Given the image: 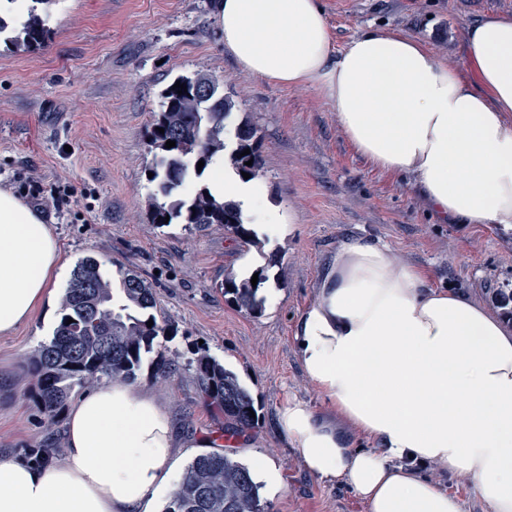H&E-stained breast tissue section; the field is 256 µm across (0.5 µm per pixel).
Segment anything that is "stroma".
<instances>
[{
	"label": "stroma",
	"mask_w": 512,
	"mask_h": 512,
	"mask_svg": "<svg viewBox=\"0 0 512 512\" xmlns=\"http://www.w3.org/2000/svg\"><path fill=\"white\" fill-rule=\"evenodd\" d=\"M335 48L383 29L422 41L449 67L466 72L463 35L491 14L512 15V0H322ZM41 47L15 51L0 40V188L21 182L67 187L68 205L51 196L26 204L51 224L66 266L49 306L0 336V453L28 459L37 448L66 445L67 411L47 418L32 397L29 361L51 340L61 298L77 262L89 255L111 272L131 269L156 291L157 315L172 323L162 337L177 370L155 377L142 367L136 386L152 390L177 420L180 467L202 439L224 442L244 464L268 457L283 486L263 494L269 512H368L347 485L310 474L278 433L287 399L319 416L328 405L296 357L295 325L316 297L319 275L339 243L377 240L397 258L424 267L435 287L488 303L512 288V230L450 224L433 214L409 178L374 168L340 129L331 103L315 89L275 84L245 73L224 47L216 0H60ZM216 77L261 138L259 178L293 231L256 248L221 226L198 231L152 224L154 185L146 125L177 75ZM264 268L275 302L252 314L220 288L243 276L242 260ZM232 370L255 402V428L229 433L188 365L196 343Z\"/></svg>",
	"instance_id": "obj_1"
}]
</instances>
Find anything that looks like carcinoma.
<instances>
[{
  "label": "carcinoma",
  "instance_id": "cac0c4a2",
  "mask_svg": "<svg viewBox=\"0 0 512 512\" xmlns=\"http://www.w3.org/2000/svg\"><path fill=\"white\" fill-rule=\"evenodd\" d=\"M6 32L11 33L6 41L29 50L45 40L46 18L33 5L21 22L0 16V36ZM177 80L187 91L179 94L168 85L147 129L149 152L155 161L150 181L156 189L148 197L151 221L163 226L167 220H179L200 231L220 224L258 247L261 242L244 226L239 205L215 196L208 185L198 184L220 155L225 166L248 173L252 180L259 178L264 159L257 130L246 121L239 123L235 147L227 150L225 121L235 110V101L207 74L179 76ZM169 140L175 146L166 147ZM246 149L250 154H243ZM249 160L252 165H245ZM200 161L204 162L201 168ZM256 273L255 285L250 275L239 279L228 274L222 283L224 293L234 295L251 312L262 309L256 294L267 281L265 269ZM61 308L52 340L41 345L29 363L34 397L48 417L56 415L77 387L104 378L136 379L146 354H154L150 366L160 377L168 378L175 371L166 349L155 344L158 337L173 332L172 325L158 320L154 288L133 271L120 273L116 295L105 264L94 257L82 259L73 269ZM69 318L73 319L70 324ZM150 320L153 325L149 327ZM192 355L189 366L201 391L220 407L229 426L253 428L258 421L250 413L254 401L237 376L204 345L196 346ZM162 512H265V506L260 485L247 465L226 453L208 452L189 463Z\"/></svg>",
  "mask_w": 512,
  "mask_h": 512
}]
</instances>
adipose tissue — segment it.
Here are the masks:
<instances>
[{"label":"adipose tissue","mask_w":512,"mask_h":512,"mask_svg":"<svg viewBox=\"0 0 512 512\" xmlns=\"http://www.w3.org/2000/svg\"><path fill=\"white\" fill-rule=\"evenodd\" d=\"M224 47L267 81L315 88L359 155L409 176L434 214L512 229V17L467 27V82L420 42L386 30L336 50L320 0H217ZM213 193L239 202L268 241L284 226L261 185L215 161ZM65 266L38 212L0 189V335L48 303ZM294 345L330 418L284 401L280 432L314 475L349 485L368 512H464L419 475L468 479L512 512V329L480 303L432 287L427 270L367 238L342 241L299 319ZM375 442L351 447L348 430ZM66 453L36 467L0 458V512H155L178 476L173 415L115 379L84 393Z\"/></svg>","instance_id":"1"}]
</instances>
